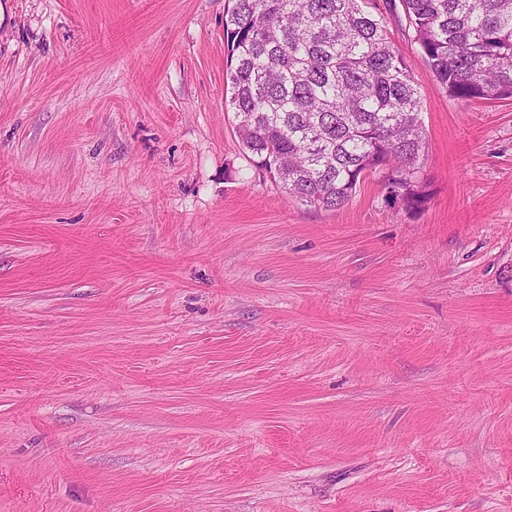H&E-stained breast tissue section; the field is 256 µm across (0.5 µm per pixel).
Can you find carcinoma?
<instances>
[{
  "instance_id": "obj_1",
  "label": "carcinoma",
  "mask_w": 512,
  "mask_h": 512,
  "mask_svg": "<svg viewBox=\"0 0 512 512\" xmlns=\"http://www.w3.org/2000/svg\"><path fill=\"white\" fill-rule=\"evenodd\" d=\"M411 42L465 102L512 99V0H401ZM225 106L252 164L325 211L366 174L409 210L426 199L424 95L365 0H232Z\"/></svg>"
}]
</instances>
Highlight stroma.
<instances>
[{"label":"stroma","mask_w":512,"mask_h":512,"mask_svg":"<svg viewBox=\"0 0 512 512\" xmlns=\"http://www.w3.org/2000/svg\"><path fill=\"white\" fill-rule=\"evenodd\" d=\"M228 0H0V512H512V100L408 36L429 198L286 199Z\"/></svg>","instance_id":"35a3bbf8"}]
</instances>
